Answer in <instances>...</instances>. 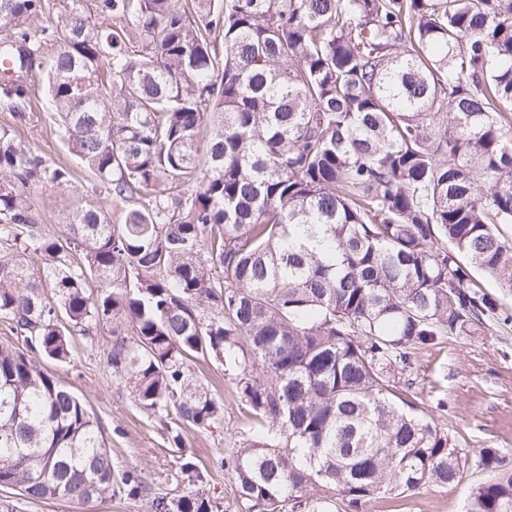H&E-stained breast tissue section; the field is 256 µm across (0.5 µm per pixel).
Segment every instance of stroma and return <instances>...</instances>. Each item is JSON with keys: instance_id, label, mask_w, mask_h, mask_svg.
<instances>
[{"instance_id": "35a3bbf8", "label": "stroma", "mask_w": 512, "mask_h": 512, "mask_svg": "<svg viewBox=\"0 0 512 512\" xmlns=\"http://www.w3.org/2000/svg\"><path fill=\"white\" fill-rule=\"evenodd\" d=\"M27 82L29 95L21 109L0 101V125L14 127L43 159L67 164L72 170L69 186L40 183L29 188L45 234L55 238L61 236L78 200L90 191L92 179L59 138L40 74L30 73ZM474 280L483 292L497 296L508 322H490L419 351L411 372L397 380L398 392L406 394L421 412L445 403V411H439L440 422L470 466L455 485L429 484L405 497L380 496L367 503L363 512H463L472 488L489 476L476 466L480 450L497 449L505 468L512 469V293L502 291L484 272H475ZM112 340L108 326L73 335L67 361L45 358L41 364L84 401L104 431L115 471L137 468L142 490L135 495L121 493L77 503L29 500L15 489L0 487V512H152L155 497L171 499L190 492L188 483H176L172 477L184 457L205 467L203 490L219 498L223 512H238L237 487L222 461L234 443L250 435L252 424L233 385L224 377L223 365L212 359L197 365L204 382L224 402L223 422L205 430L186 427L175 415L150 414L136 406L125 382L106 362ZM176 433L183 440L178 449L171 441Z\"/></svg>"}]
</instances>
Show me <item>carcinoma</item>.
<instances>
[{
    "mask_svg": "<svg viewBox=\"0 0 512 512\" xmlns=\"http://www.w3.org/2000/svg\"><path fill=\"white\" fill-rule=\"evenodd\" d=\"M42 11L0 0V29L123 222L86 198L46 236L27 186L71 169L0 126V244L45 263L36 280L0 256V316L27 346H0V486L142 489L39 361L101 323L130 328L106 359L151 414L221 424L196 362L224 365L256 424L224 457L240 512L457 483L469 459L392 387L417 351L500 317L470 268L512 292V0H65L46 62ZM502 462L479 453L495 475L466 512H512ZM180 474L197 490L152 512H219L193 459Z\"/></svg>",
    "mask_w": 512,
    "mask_h": 512,
    "instance_id": "1",
    "label": "carcinoma"
}]
</instances>
